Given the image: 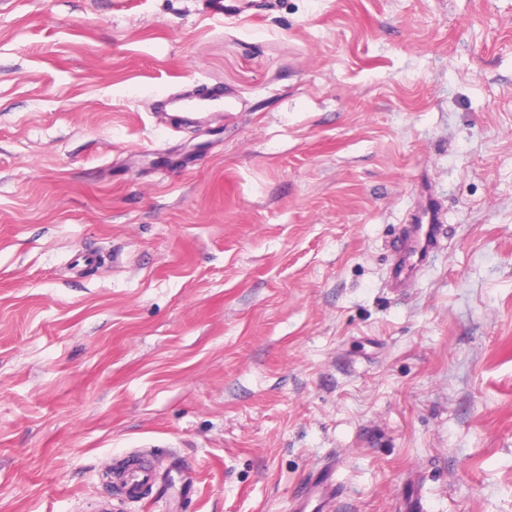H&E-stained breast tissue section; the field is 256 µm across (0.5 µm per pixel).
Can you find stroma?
Listing matches in <instances>:
<instances>
[{
  "label": "stroma",
  "instance_id": "stroma-1",
  "mask_svg": "<svg viewBox=\"0 0 512 512\" xmlns=\"http://www.w3.org/2000/svg\"><path fill=\"white\" fill-rule=\"evenodd\" d=\"M134 448L178 512L330 462L337 512H512V0H0V512ZM406 222L388 279V286L395 290L409 288L429 263L442 238L444 215L433 199H428L419 203Z\"/></svg>",
  "mask_w": 512,
  "mask_h": 512
}]
</instances>
